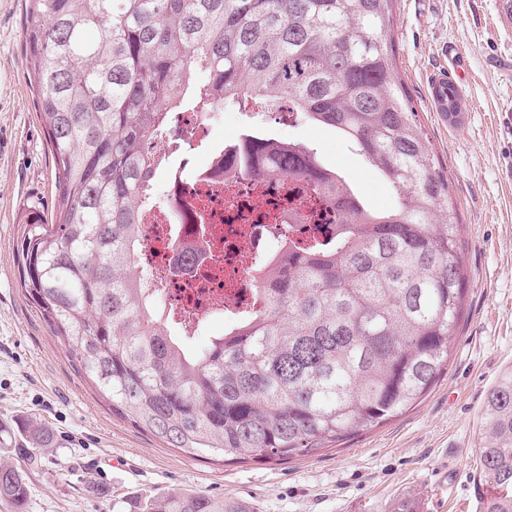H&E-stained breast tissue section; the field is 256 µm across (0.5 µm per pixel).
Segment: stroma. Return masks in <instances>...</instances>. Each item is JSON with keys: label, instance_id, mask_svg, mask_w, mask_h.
I'll return each mask as SVG.
<instances>
[{"label": "stroma", "instance_id": "1", "mask_svg": "<svg viewBox=\"0 0 512 512\" xmlns=\"http://www.w3.org/2000/svg\"><path fill=\"white\" fill-rule=\"evenodd\" d=\"M27 0H0V423L41 424L55 435L38 449L15 440L0 463L24 471L26 512H133L172 492L203 493L255 512H476L479 418L500 371L512 364V23L502 0H395L391 36L403 83L427 145L458 209L465 277L463 315L448 368L399 416L337 447L287 461L223 462L167 447L112 412L26 299L17 268L19 226L51 219L55 164L25 49ZM465 56L457 74L449 47ZM462 96L457 122L433 101L439 82ZM309 146L377 210L391 187L333 130L303 116L285 124L275 109L256 117L223 110L207 138L181 144L171 169L202 165L213 144L247 123Z\"/></svg>", "mask_w": 512, "mask_h": 512}]
</instances>
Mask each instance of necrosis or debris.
I'll return each mask as SVG.
<instances>
[{
    "mask_svg": "<svg viewBox=\"0 0 512 512\" xmlns=\"http://www.w3.org/2000/svg\"><path fill=\"white\" fill-rule=\"evenodd\" d=\"M166 194L172 207L148 202L141 210L139 264L149 274L145 288L162 297L164 318L186 336L214 314L235 319L261 309L256 257H273L290 239L312 237L338 216L307 181L240 176L230 155L223 169L174 174ZM182 245L201 250L187 268L178 255Z\"/></svg>",
    "mask_w": 512,
    "mask_h": 512,
    "instance_id": "1",
    "label": "necrosis or debris"
}]
</instances>
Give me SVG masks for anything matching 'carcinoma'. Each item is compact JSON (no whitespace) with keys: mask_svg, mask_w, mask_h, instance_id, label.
Returning <instances> with one entry per match:
<instances>
[{"mask_svg":"<svg viewBox=\"0 0 512 512\" xmlns=\"http://www.w3.org/2000/svg\"><path fill=\"white\" fill-rule=\"evenodd\" d=\"M26 49L55 163L57 213L20 225L19 281L112 411L210 460H288L397 417L448 364L463 312L458 220L395 72L394 0H30ZM261 96L333 129L395 191L386 210L312 149L244 132L240 174L310 179L338 203L327 245L288 241L265 304L189 347L137 286L139 214L169 112ZM440 111L460 99L435 89ZM42 448L46 427H26ZM478 512H512V364L485 398ZM0 500L27 484L0 465ZM142 512H251L174 492Z\"/></svg>","mask_w":512,"mask_h":512,"instance_id":"obj_1","label":"carcinoma"}]
</instances>
